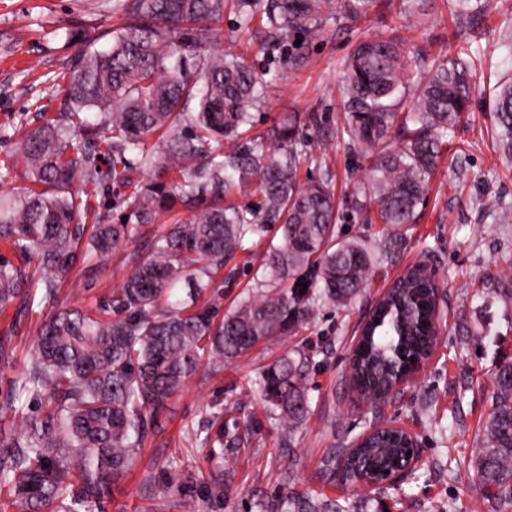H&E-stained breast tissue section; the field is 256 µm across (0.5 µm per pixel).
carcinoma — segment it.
I'll use <instances>...</instances> for the list:
<instances>
[{"label": "carcinoma", "mask_w": 512, "mask_h": 512, "mask_svg": "<svg viewBox=\"0 0 512 512\" xmlns=\"http://www.w3.org/2000/svg\"><path fill=\"white\" fill-rule=\"evenodd\" d=\"M246 20L261 15L272 41L319 35L334 0H121L123 23L109 31L107 50L85 34L69 36L70 77L57 85L64 111L14 142L24 163L0 167V312L16 316L54 306L75 265L104 259L125 243L146 239L149 256L134 261L111 303L91 310L51 311L26 371L14 388L40 399L43 413L25 422L0 463V486L31 512H90L104 489L128 467L157 407L180 391L203 357L217 364L258 343L286 336L311 319L321 301L350 304L364 288L375 258L358 239L336 235V195L326 160L322 176L301 182L307 160L297 120L274 127L268 141L242 134L253 126L267 72L244 55L207 52L227 3ZM379 0H340L336 13L366 16ZM459 24L483 15L481 0H448ZM413 60L391 36L360 40L344 69V122L336 135L358 158L371 159L366 180L346 204L365 224L393 230L413 224L444 152L448 131L469 111L477 67L460 56L410 76ZM492 111L503 158L512 162V81L496 84ZM98 112L89 122L81 117ZM163 141L154 149L146 141ZM154 173L142 184L137 168ZM82 190L70 191L74 182ZM129 190L117 222L88 215L89 197ZM257 196L246 206L242 194ZM191 204L195 212L147 233L160 212ZM276 226L258 287L217 318L211 304L188 310L171 300L183 283L201 294L253 236ZM307 290H302V285ZM435 282L413 274L390 287L361 326L350 365L357 392L380 403L411 359L430 341ZM476 292L512 304L502 280ZM308 357L286 356L260 375L259 390L280 422L296 427L307 407ZM492 401L471 468L499 512H512V363L498 367ZM406 437L370 436L348 460L371 479L405 457ZM288 512H346L337 499L288 497Z\"/></svg>", "instance_id": "cac0c4a2"}]
</instances>
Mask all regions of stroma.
Wrapping results in <instances>:
<instances>
[{"label":"stroma","instance_id":"35a3bbf8","mask_svg":"<svg viewBox=\"0 0 512 512\" xmlns=\"http://www.w3.org/2000/svg\"><path fill=\"white\" fill-rule=\"evenodd\" d=\"M116 2L0 0V124L24 112L30 126L38 125L32 105L48 96L57 75L69 68V30L94 37L112 29L119 21ZM378 34L400 37L428 63L467 52L489 76L470 112L448 134L454 147L439 164L416 223L398 230L399 243L389 253L381 225L362 223L344 207L366 173L334 135L343 118L340 63L360 39ZM210 48L245 54L257 70L280 73L247 138L266 134L291 113L303 120L308 153L324 156L335 175L342 238H364L376 262L351 305L320 304L293 335L259 343L218 368L202 363L183 390L155 410L128 470L112 482L95 512H150L173 484L181 494L169 496L166 512H184L186 498L196 512H282L290 494L341 497L355 506L371 497L388 512H493L465 466L491 411L492 374L512 360V308L476 291L487 275L512 277V223H495L480 212L483 203L512 200V163L497 152L490 110L494 83L512 77V0H487L481 23L460 39L446 0H417L411 9L402 0H383L359 21H332L318 38L289 43L285 55L272 47L260 20L246 25L230 10ZM267 244L251 238L246 251L225 267L219 293H205L202 304L216 301L226 312L252 292ZM142 251L141 243L132 242L106 262L77 265L59 290L60 304L92 309L107 303L134 269L129 254ZM420 265L432 269L446 291L442 332L400 395L369 403L349 379L355 332L393 280ZM42 320L39 314L16 318L11 309L0 314V340L14 352L11 361H0V403L11 398L16 406L0 411L4 442L18 436L25 418L41 412L39 401L13 395L12 389L29 364ZM291 351L306 352L311 363L307 413L290 431L265 407L257 381ZM382 421L416 437L421 452L416 474L373 491L330 478L321 467L329 450L348 447ZM219 433L226 444L217 463L201 440ZM217 480L224 483L218 504L207 494Z\"/></svg>","mask_w":512,"mask_h":512}]
</instances>
